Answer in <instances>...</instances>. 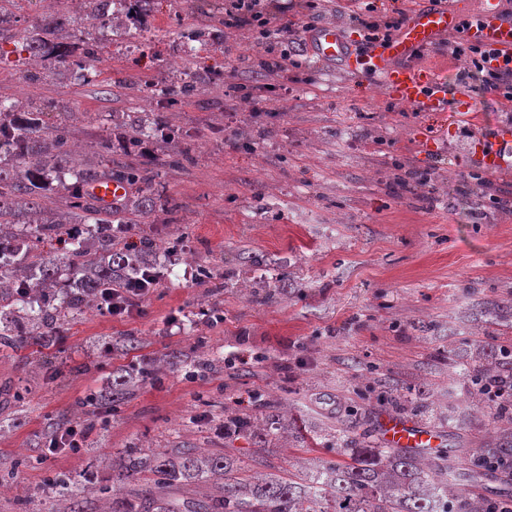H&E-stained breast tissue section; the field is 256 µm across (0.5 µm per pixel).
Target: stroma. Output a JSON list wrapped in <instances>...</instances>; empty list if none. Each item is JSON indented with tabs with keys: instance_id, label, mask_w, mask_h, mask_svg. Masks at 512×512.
I'll list each match as a JSON object with an SVG mask.
<instances>
[{
	"instance_id": "1",
	"label": "stroma",
	"mask_w": 512,
	"mask_h": 512,
	"mask_svg": "<svg viewBox=\"0 0 512 512\" xmlns=\"http://www.w3.org/2000/svg\"><path fill=\"white\" fill-rule=\"evenodd\" d=\"M198 0H165L141 30L119 39L91 25L79 0H9L15 24L0 40V95L48 104L55 125L68 113L67 138L77 158L94 157L108 135L104 116L159 112L189 138L132 146L116 154L143 161L189 151L192 160L164 167L152 189L176 200L177 223L165 211L144 215V230L162 243L184 240L173 274L123 317L97 311L72 322L49 348L0 351V471L31 456L19 480L0 485V512L33 497L51 512L59 474L90 490L111 484L112 458L126 448L161 450L190 444L229 449L246 468L261 442L224 435V416L239 400L274 402L282 420L331 438L350 421L372 429L390 395L416 388L438 410L463 384L460 364L512 346V175L462 163L474 132L512 122L440 37L424 57L445 67L449 87L466 86L476 109L418 112L390 99L364 74L322 64L305 49L307 26H350L363 0H296L292 40L258 44L251 27H228L203 59L216 74L202 90L179 93L193 58L182 34L211 25ZM64 13L71 27L98 44L91 81L55 73L51 59L21 49L27 29ZM290 51L288 73L261 66L268 53ZM45 72L32 84L25 72ZM163 84L175 104L155 99ZM456 124L448 141L439 135ZM254 136L245 145L243 133ZM265 261L283 288L276 303L257 304L246 277ZM214 277L234 272L232 287L213 294L196 284L197 268ZM135 337L139 347L125 351ZM204 357L218 368L185 377L167 352ZM156 372L112 421L94 454L41 451L50 423L75 417L76 404L126 366ZM330 450L281 429L271 459L284 473H308Z\"/></svg>"
}]
</instances>
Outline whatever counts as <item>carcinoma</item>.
Segmentation results:
<instances>
[{
	"label": "carcinoma",
	"mask_w": 512,
	"mask_h": 512,
	"mask_svg": "<svg viewBox=\"0 0 512 512\" xmlns=\"http://www.w3.org/2000/svg\"><path fill=\"white\" fill-rule=\"evenodd\" d=\"M71 18L56 13L43 18L23 37L24 50L34 58H53L84 72L97 59L93 46L63 43L58 34ZM214 76L210 71L184 73L182 91L201 89ZM48 126L43 109L0 97V348L21 351L44 347L72 321L94 310L114 288L158 281L167 271L154 238L129 223L118 208L104 209L85 186L99 179L124 182L128 193L145 202L159 170L134 164L75 166L69 187L72 222L43 216L42 201L50 169L67 164L66 121ZM131 138L165 143L188 132L167 125L158 112L128 115ZM82 225L87 237L73 232ZM255 294L271 303L278 295L266 274L254 276ZM41 303L26 305L23 285ZM216 356L191 359L181 351L168 352L174 370L211 369ZM466 393L481 396L492 419L507 423L475 452L437 450L426 457L411 448H386L373 432L354 422L336 429L337 459L327 460L303 482L270 472L251 481L247 469L224 451L171 448L154 452L127 448L113 458L112 472L124 492L114 486L99 489L106 512H512V349L501 348L494 361L461 364ZM131 397L128 380H118L79 403L83 422L93 430L101 414L116 413ZM388 404L415 419L427 417L460 430L456 407L435 411L423 393L396 395ZM257 417L250 412L224 417V429L237 438L255 432ZM62 505L51 512H99L95 494L77 480L58 475Z\"/></svg>",
	"instance_id": "1"
}]
</instances>
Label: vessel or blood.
<instances>
[{"instance_id": "obj_1", "label": "vessel or blood", "mask_w": 512, "mask_h": 512, "mask_svg": "<svg viewBox=\"0 0 512 512\" xmlns=\"http://www.w3.org/2000/svg\"><path fill=\"white\" fill-rule=\"evenodd\" d=\"M476 4V21L467 38L502 54L512 52V15L506 12L505 0H476ZM462 19L453 6L416 10L390 41L376 43L362 56L357 55L344 28L334 22L309 29L306 44L318 62L368 74L395 101L419 112H444L452 98L447 79L438 67L417 63L416 58L440 36L457 31ZM463 158L489 173H511L512 124L497 125L489 134L477 137ZM86 190L104 207L117 204L127 194L124 183L105 179L90 183ZM380 430L385 445L391 448H417L431 455L440 445L434 431L402 416H382Z\"/></svg>"}]
</instances>
